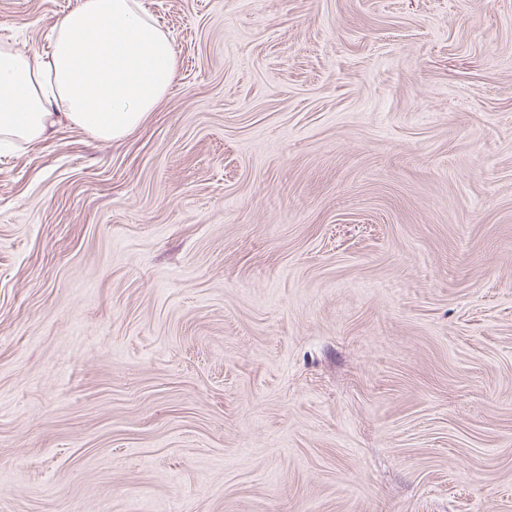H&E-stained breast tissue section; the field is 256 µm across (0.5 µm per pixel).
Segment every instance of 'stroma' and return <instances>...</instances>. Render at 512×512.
I'll return each instance as SVG.
<instances>
[{"label": "stroma", "mask_w": 512, "mask_h": 512, "mask_svg": "<svg viewBox=\"0 0 512 512\" xmlns=\"http://www.w3.org/2000/svg\"><path fill=\"white\" fill-rule=\"evenodd\" d=\"M138 3L142 126L0 149V512H512V0Z\"/></svg>", "instance_id": "obj_1"}]
</instances>
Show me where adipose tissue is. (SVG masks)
<instances>
[{
	"label": "adipose tissue",
	"instance_id": "adipose-tissue-1",
	"mask_svg": "<svg viewBox=\"0 0 512 512\" xmlns=\"http://www.w3.org/2000/svg\"><path fill=\"white\" fill-rule=\"evenodd\" d=\"M175 57L136 0H77L45 56L0 49V137L39 141L66 124L120 140L165 96Z\"/></svg>",
	"mask_w": 512,
	"mask_h": 512
}]
</instances>
